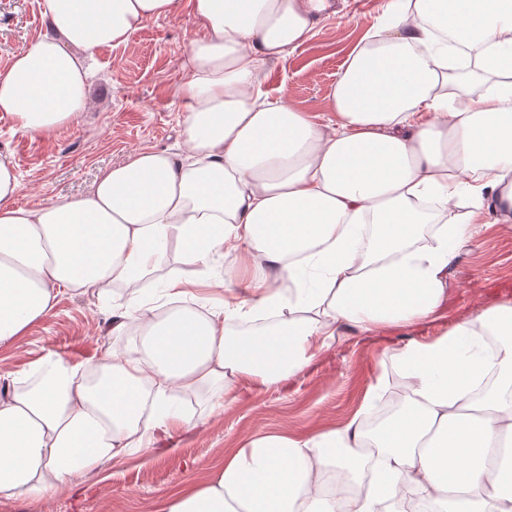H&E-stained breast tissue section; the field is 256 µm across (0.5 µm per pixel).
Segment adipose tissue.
Segmentation results:
<instances>
[{"instance_id": "adipose-tissue-1", "label": "adipose tissue", "mask_w": 512, "mask_h": 512, "mask_svg": "<svg viewBox=\"0 0 512 512\" xmlns=\"http://www.w3.org/2000/svg\"><path fill=\"white\" fill-rule=\"evenodd\" d=\"M398 2L348 55L322 123L262 92L261 73L336 16L333 0H42L46 31L0 76V112L27 132L87 111L98 49L185 11L199 35L179 91L184 152H136L38 208L15 206L0 155V347L63 290L115 283L128 299L112 329L132 337L91 366L45 354L35 382L0 396V495L52 496L130 449L151 454L191 424L170 392L220 408L240 380L292 382L347 330L446 306L475 224L512 223V0ZM173 241L205 268L235 252L243 294L200 312L185 306L193 280L172 276L157 313L141 282ZM394 361L404 392L377 427L253 435L155 512H512V304Z\"/></svg>"}]
</instances>
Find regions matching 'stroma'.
Segmentation results:
<instances>
[{
    "instance_id": "stroma-1",
    "label": "stroma",
    "mask_w": 512,
    "mask_h": 512,
    "mask_svg": "<svg viewBox=\"0 0 512 512\" xmlns=\"http://www.w3.org/2000/svg\"><path fill=\"white\" fill-rule=\"evenodd\" d=\"M385 0H347L342 18L323 21L313 37L284 61L265 67L261 81L271 96L307 112L326 110L336 75L348 52L382 20ZM39 0H0V73L44 31ZM197 35L189 14L152 20L129 43L96 53L92 105L50 133L17 129L0 113V154L21 181L19 206L36 208L90 190L106 169L142 150L181 152L186 120L180 86L188 74L183 58ZM446 318L362 337L346 332L335 349L316 358L291 387H277L212 409L202 397L179 395L196 428L174 440L160 439L151 455L134 454L50 498L0 495V512H152L156 503L206 478L225 455L260 432L301 436L349 421L376 383L397 391L402 381L390 357L414 339H431L485 307L512 302V223L479 224L449 268ZM113 301L70 292L52 313L0 351V375L16 373L52 352L76 363H94L130 338L111 333L106 319Z\"/></svg>"
}]
</instances>
